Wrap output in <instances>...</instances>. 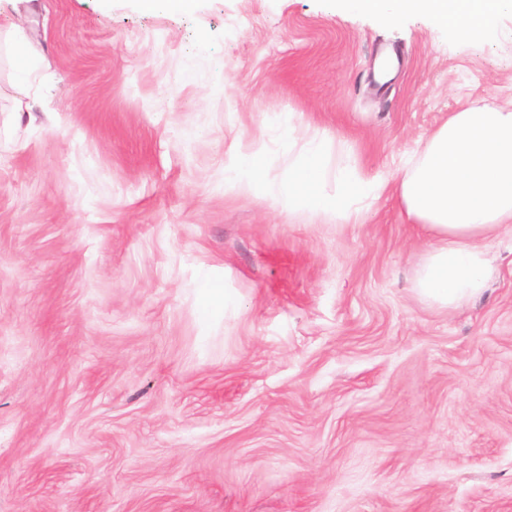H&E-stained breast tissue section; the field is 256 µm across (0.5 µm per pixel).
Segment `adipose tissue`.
<instances>
[{
    "mask_svg": "<svg viewBox=\"0 0 512 512\" xmlns=\"http://www.w3.org/2000/svg\"><path fill=\"white\" fill-rule=\"evenodd\" d=\"M350 13H367L393 22L426 16L467 40L490 41L496 23L512 16V0H341ZM16 64L13 89L28 94L29 74L40 60L29 53L23 26L0 31V54ZM301 158L286 177L268 179L262 156L243 152L230 177L245 188L288 204L324 224L357 223L363 202L380 184L356 164L325 163V147L302 142ZM396 191L411 223L422 225L434 244L420 262L414 287L426 301L453 306L481 295L488 286L492 259L481 242L491 232L512 227V112L493 107L453 113L428 138L421 155L400 179Z\"/></svg>",
    "mask_w": 512,
    "mask_h": 512,
    "instance_id": "ef3b65f1",
    "label": "adipose tissue"
}]
</instances>
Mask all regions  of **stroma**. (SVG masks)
<instances>
[{
	"mask_svg": "<svg viewBox=\"0 0 512 512\" xmlns=\"http://www.w3.org/2000/svg\"><path fill=\"white\" fill-rule=\"evenodd\" d=\"M0 512H512V234L486 291L413 288L394 191L431 133L512 105V17L471 42L338 0H0ZM303 113L383 183L319 224L281 177ZM207 280L225 301L205 311ZM7 53L14 59V69L11 84L13 89L21 95H28L32 88L29 83L30 71L40 67V60L29 53L27 49V35L22 25H14L5 32L0 30V57Z\"/></svg>",
	"mask_w": 512,
	"mask_h": 512,
	"instance_id": "stroma-1",
	"label": "stroma"
}]
</instances>
